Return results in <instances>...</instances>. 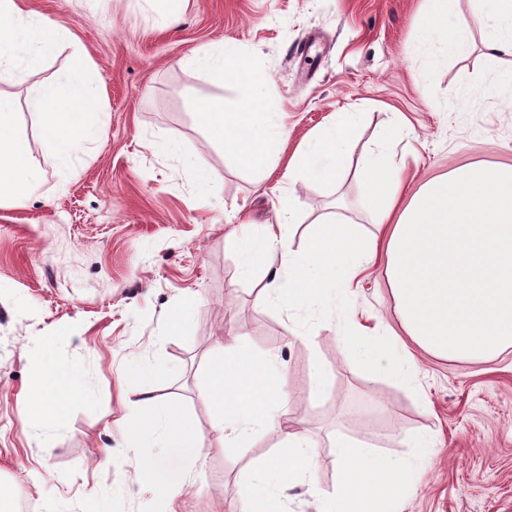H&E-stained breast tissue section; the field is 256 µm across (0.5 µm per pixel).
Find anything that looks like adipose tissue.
Segmentation results:
<instances>
[{"label":"adipose tissue","mask_w":512,"mask_h":512,"mask_svg":"<svg viewBox=\"0 0 512 512\" xmlns=\"http://www.w3.org/2000/svg\"><path fill=\"white\" fill-rule=\"evenodd\" d=\"M431 2L415 40V51L430 74L442 60L469 46L468 26L452 19L450 0ZM492 2L482 52L493 60L511 58L512 0ZM66 38L64 28L24 15L15 0H0V203H24L38 188L39 169L17 128L20 109L34 116L42 138L54 149L59 170H69L74 156L94 137L92 118L99 113L101 97L98 87L85 79L84 59L75 60L66 78L42 84L26 102L5 90L22 67L51 55ZM190 62L211 80L242 87L241 107L227 110L210 100L196 102L198 117L212 137L244 167L271 166L268 146L285 139L288 132L265 103L269 76L245 69L231 44L217 53L194 50ZM360 119L357 112L337 113L289 163L284 178L292 185L332 181L353 156H360L374 232L359 236L337 213L328 212L318 217V230L307 244L294 247L296 195L285 193L274 222L262 233L252 232L247 220L232 232L240 274L254 282L256 303L324 312L381 259L401 325L416 347L442 357L483 360L511 346L512 167L458 170L426 183L408 198L390 141L372 148L349 137V129ZM238 342V337H225L223 355L210 368L211 384L200 390L199 397L210 409L217 444L229 438L250 441L252 424L260 418L280 429L284 451L272 459L275 486L269 489L257 481L242 490L241 498L244 512H282L285 492L305 481L316 452L283 407L286 373L278 367L276 355L252 356ZM411 349L390 334L366 359L371 368L386 369L407 382L418 368ZM153 372L150 366L139 371L145 411L121 424L129 446L148 442L187 463H202L208 450L196 427L155 396L150 385ZM78 374L75 368L49 367L34 379L27 407L45 430L62 427L58 396ZM434 446L432 436H418L411 459L399 460L337 438L336 490L323 500L320 512H390L394 499L430 461Z\"/></svg>","instance_id":"ef3b65f1"}]
</instances>
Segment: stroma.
I'll return each instance as SVG.
<instances>
[{
	"label": "stroma",
	"mask_w": 512,
	"mask_h": 512,
	"mask_svg": "<svg viewBox=\"0 0 512 512\" xmlns=\"http://www.w3.org/2000/svg\"><path fill=\"white\" fill-rule=\"evenodd\" d=\"M36 18L69 33L55 52L26 69L13 92L27 100L44 82L65 77L86 53L100 85L99 134L59 171L29 113L20 125L42 185L25 203L0 204V512L20 499L40 512H163L140 463L154 448L127 447L120 418L138 415L142 395L126 372L153 363L156 396L191 416L202 435L211 419L198 392L210 382L203 362L217 336L238 332L258 354L276 353L288 374V415L317 446L311 482L287 491L286 512H319L336 486L332 443L343 435L367 449L410 458L412 442L432 435L436 452L400 512H512V347L488 359H442L422 350L407 385L384 372L346 364L342 307L320 318L312 341L294 336L298 314L260 307L240 279L230 230L243 219H273L282 175L298 146L336 112H359L360 143L388 136L398 120L415 131L395 151L408 193L472 164L512 166V101L494 91L512 62L483 56L486 0H456L470 48L442 61L434 76L414 52L426 0H21ZM176 12L177 23L166 20ZM239 51L271 78L269 100L289 135L273 146L271 170L241 166L200 122L205 98L232 109L238 89L191 66L199 48ZM457 109L444 111L446 98ZM169 140L184 154L160 151ZM206 168L212 193L200 200L191 172ZM295 244L334 200L359 232H373L355 171L310 187L297 185ZM371 350L401 332L384 261L345 299ZM52 339L61 364L82 366L86 398L65 404L64 426L48 432L30 418L24 392L39 371L33 356ZM321 363L325 393L309 389ZM248 446L213 449L203 473L188 464L176 512H239V483L277 452L281 434L265 421ZM111 469L98 468L100 449Z\"/></svg>",
	"instance_id": "35a3bbf8"
}]
</instances>
